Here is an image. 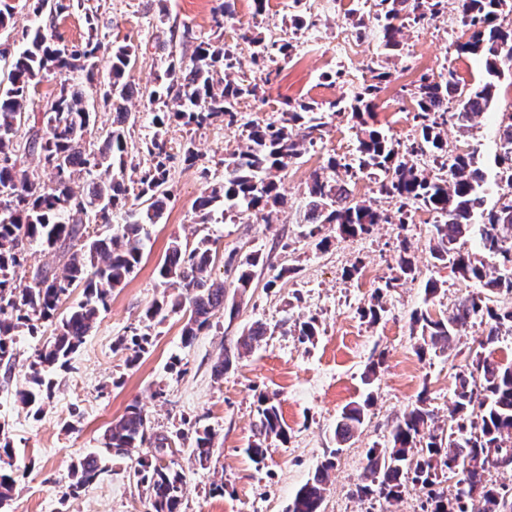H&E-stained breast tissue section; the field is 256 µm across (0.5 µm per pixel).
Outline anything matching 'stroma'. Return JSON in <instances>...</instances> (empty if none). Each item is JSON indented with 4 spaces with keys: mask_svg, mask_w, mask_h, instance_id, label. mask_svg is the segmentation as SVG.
Instances as JSON below:
<instances>
[{
    "mask_svg": "<svg viewBox=\"0 0 512 512\" xmlns=\"http://www.w3.org/2000/svg\"><path fill=\"white\" fill-rule=\"evenodd\" d=\"M292 0H268L266 11L253 13V0H235L231 27L218 30L212 20L213 0H82L81 7L57 17L55 34L71 46L96 35L104 47L95 70L98 89L110 80L108 46L126 41L137 48L128 83L137 94L128 103L136 116L126 130L127 152L141 169L151 159L146 145L154 134L152 113L139 92L152 87L163 69L164 50L172 34L190 29L192 39L183 48L191 55L197 43L224 36L233 40L238 27L253 34H276L290 40L289 59L275 58L266 68L252 64L247 48L238 51L239 76L267 80L265 101H247L240 108L243 121L273 119L284 99L325 103L352 97L373 70L389 67L391 76L382 84L377 99L375 124L401 145H409L414 127L409 112L410 91L422 74L450 68L466 82L478 81V60L457 55L451 30L460 20L447 11L430 24L407 31L397 50L380 55L375 33L377 22L364 17L365 35L359 50L343 43L339 31L350 28L347 13L336 0H305L308 22L300 30L287 28ZM98 18L97 30H89L86 18ZM356 130L349 117H333L322 144L290 163L281 180L286 203L272 223H263L242 209L221 224L195 221V201L208 183L224 176V159L243 144L241 124L216 122L203 127L172 123L166 133L173 155L169 164V189L160 223L149 226L143 241V257L123 287L114 289L100 320L85 337L67 368L57 371L53 396L40 416H33L16 400L29 373L36 348L50 339L51 327L38 335L22 334L15 344L11 367L0 365V423L14 448L16 490L8 512H144L145 493L133 477V459L107 451L103 434L132 402L143 407L153 432L174 435L208 427L216 434L217 459L201 468L188 443L175 442L174 459L185 470L182 512H287L295 492L312 476L325 458L335 465L324 512H422L425 493L408 487L399 500H361L353 489L363 474L366 452L384 443L390 426L420 395H427L439 423L448 421V401L455 374L474 357L484 327L471 324L455 339L452 354L418 356L411 334L416 310L430 307L450 313L458 299L479 286L455 276L450 268L434 263L429 240L435 217L417 210L406 224H378L366 234L348 237L326 228L327 250L320 251L299 222L306 186L312 172L329 156L344 162L340 179L350 182L357 197L376 198L375 184L366 171L350 167ZM448 144L470 141L478 148L488 178L487 205L503 194L492 164L495 128L480 121L470 138H462L455 125L447 127ZM193 140L199 154L195 165L179 156L186 140ZM196 243L215 239L219 255L214 279L232 282L227 265H238L254 251L267 262L256 272L253 284L234 316H221L217 326L203 330L191 344H183L181 316L170 315L162 324L146 328L143 314L159 298L163 287L156 267L172 237ZM408 243L420 274L415 281L384 293L378 321L360 314L368 307L382 278L395 275L401 243ZM360 273H352L353 264ZM288 275H281V268ZM434 279L440 290L425 301L424 286ZM309 316L318 320L312 341H300L294 322ZM263 322L268 334L261 347L238 360L215 378L213 364L221 346L236 343L243 329ZM150 333L145 353L134 365H126L123 353L114 351L121 337ZM375 367L372 384L363 376ZM276 396L290 439H267L264 464L253 463L245 449L253 439L256 396ZM369 401L364 425L347 444L334 441L336 423L352 402ZM101 457L104 472L77 495H69V472L85 455ZM223 484V494L212 491Z\"/></svg>",
    "mask_w": 512,
    "mask_h": 512,
    "instance_id": "35a3bbf8",
    "label": "stroma"
}]
</instances>
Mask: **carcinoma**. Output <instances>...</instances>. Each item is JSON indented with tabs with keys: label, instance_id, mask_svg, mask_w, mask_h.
<instances>
[{
	"label": "carcinoma",
	"instance_id": "obj_1",
	"mask_svg": "<svg viewBox=\"0 0 512 512\" xmlns=\"http://www.w3.org/2000/svg\"><path fill=\"white\" fill-rule=\"evenodd\" d=\"M466 40L456 42L458 53L482 62L484 75L466 84L449 70L423 75L412 92L415 136L405 150L370 125L376 116L380 82L390 73L373 76L351 98H338L323 106L316 101L288 100L280 118L243 124L245 143L224 160V179L212 182L195 203L199 224H222L224 217L244 205L269 224L283 204L278 177L290 163L303 155L305 144L323 139L326 116L348 113L355 121L359 168L370 171L377 193L394 204L390 215L367 200L357 198L350 183L338 178L341 163L331 156L315 171L307 187L301 223L308 235H320L323 225L333 224L342 235L367 233L380 223H408L411 213L425 209L440 221L433 225L431 258L451 269L460 279L479 282L484 293L460 298L451 313L435 316L427 308L413 315L419 356L445 353L471 322L485 325L470 367L455 375L448 427L437 425L435 411L426 399L403 412L391 426L386 444L371 448L355 493L360 498L392 502L408 485L426 491V512H512V496L488 482L486 472L497 467L495 458L512 456V364L482 355V350L499 342L502 333L512 335V307L492 305V296H512V110L498 113L494 165L497 182L508 192L491 208L485 207L486 175L477 149L448 151L445 127L448 119L462 133L473 130L479 118L492 114L496 90L504 79H512V29L503 26L504 13L512 14V0H454ZM36 15L53 19L73 7V0H31ZM448 8V0H371L349 10L357 35H363L364 10L374 12L379 23L380 46L395 50L403 29L429 22ZM24 48L15 53L0 50L8 65L0 80V364L10 368L15 336L26 331L35 335L41 326L54 325L53 339L36 350L29 364L26 385L16 391L17 402L28 412L40 415L53 394L54 371L68 366L85 336L97 324L101 307L112 290L123 285L142 258L145 227L163 217L169 199V167L172 159L164 139L173 121L202 126L222 121L237 122L240 104L266 98L265 84L232 77L238 63L237 50L251 47L253 64L261 66L277 51L290 56L289 41L268 40L244 31L237 42L202 41L195 46L190 63L171 47L165 58L159 84L149 92L155 132L147 145L152 166L129 185L125 180L127 150L125 125L131 113L126 102L134 89L124 81L136 60L130 43L112 47L111 78L104 98L111 103L112 130L100 145L88 140L96 113L91 111L94 69L101 41L89 37L81 46L68 47L57 41L52 27L22 30ZM60 77L57 90L48 98H37V87L49 74ZM29 127L25 143L16 141L22 126ZM39 156L53 184L19 167L20 154ZM428 155L433 172L421 169L415 158ZM113 170L108 181L91 180L86 191L76 194L71 183L92 176L99 167ZM138 204L129 208V196ZM125 211L123 223H112L114 211ZM109 224L112 232L102 238L89 236V225ZM478 229L482 251L497 262L488 267L479 256L462 249L461 239ZM60 253L61 272L50 267L32 272L24 268L25 253L32 244ZM208 238L191 246L171 239L158 273L171 289L163 292L145 310L148 326L163 323L171 314L184 318L181 340L190 344L213 324L217 313L238 311L224 304V283L212 279L216 261ZM264 263L259 252L237 265L235 290L244 295L251 288L253 268ZM399 272L376 289L395 288L401 280H414L418 270L408 247L399 257ZM83 288L84 299L60 317L58 310L73 286ZM267 327L255 322L245 328L236 345L224 347L213 372L216 378L244 354L259 346ZM150 343L149 335L121 338L115 349L127 352L126 363L135 364ZM370 399L346 406L336 424L337 445L350 440L364 424ZM255 439L245 448L256 464L267 457L265 440L274 437L286 443L288 426L282 419L276 397L262 393L257 399ZM216 433L209 428L194 430L192 456L202 468L211 465ZM105 446L114 455L129 457L144 444L150 455L140 457L133 469L137 484L146 490V512H181L186 474L174 460L172 438L150 432L147 416L138 403L129 404L124 414L105 430ZM330 459L317 466L313 476L296 492L288 512H322L328 483ZM104 471L96 454H89L72 468L69 494L76 495ZM457 489L443 487L448 478ZM16 489L12 469V445L0 437V512H7Z\"/></svg>",
	"mask_w": 512,
	"mask_h": 512
}]
</instances>
